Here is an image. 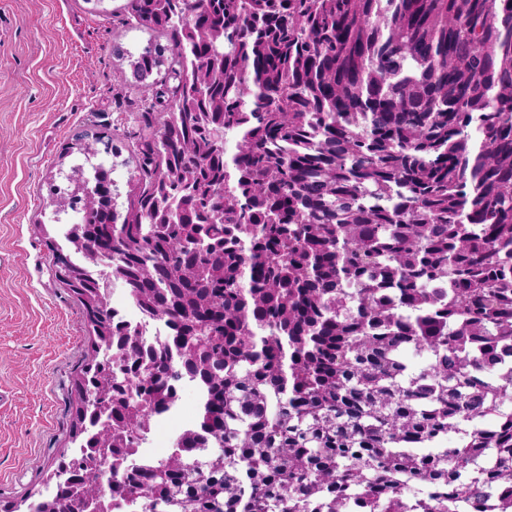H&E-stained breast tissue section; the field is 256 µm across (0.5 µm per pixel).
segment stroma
I'll return each mask as SVG.
<instances>
[{
    "mask_svg": "<svg viewBox=\"0 0 512 512\" xmlns=\"http://www.w3.org/2000/svg\"><path fill=\"white\" fill-rule=\"evenodd\" d=\"M129 0H0V500L43 489L72 447L70 387L90 344L54 275L46 183L80 129L123 135L146 102L129 53L148 31Z\"/></svg>",
    "mask_w": 512,
    "mask_h": 512,
    "instance_id": "stroma-1",
    "label": "stroma"
}]
</instances>
